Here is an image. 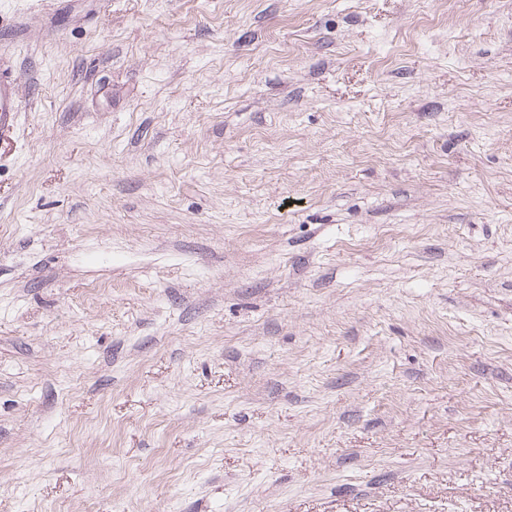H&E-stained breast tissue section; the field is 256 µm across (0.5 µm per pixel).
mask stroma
<instances>
[{
  "instance_id": "1",
  "label": "stroma",
  "mask_w": 512,
  "mask_h": 512,
  "mask_svg": "<svg viewBox=\"0 0 512 512\" xmlns=\"http://www.w3.org/2000/svg\"><path fill=\"white\" fill-rule=\"evenodd\" d=\"M0 512H512V0H0ZM20 102L11 75L0 72V131L13 122L14 112H19Z\"/></svg>"
}]
</instances>
